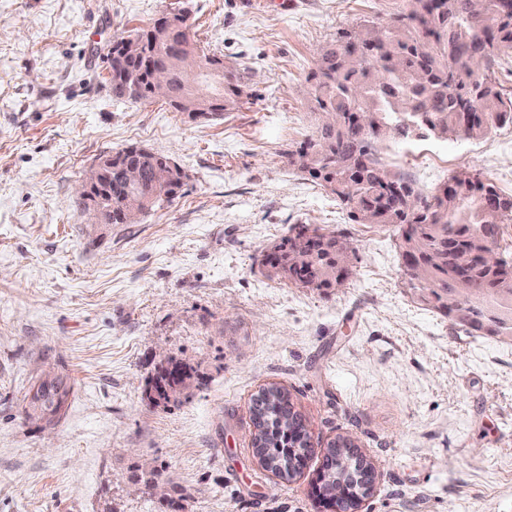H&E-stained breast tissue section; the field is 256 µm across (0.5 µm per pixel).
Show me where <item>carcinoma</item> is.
Instances as JSON below:
<instances>
[{
	"instance_id": "cac0c4a2",
	"label": "carcinoma",
	"mask_w": 512,
	"mask_h": 512,
	"mask_svg": "<svg viewBox=\"0 0 512 512\" xmlns=\"http://www.w3.org/2000/svg\"><path fill=\"white\" fill-rule=\"evenodd\" d=\"M406 0V9L381 23L369 21L343 30L319 54L308 76L310 108L316 131L296 150L291 162L318 179L344 204L357 224H383L399 229L406 253L414 259L411 287L436 298L433 309L445 308L442 293L450 288H493L469 295L477 320L496 318L512 334V260L497 269L485 267L483 252L497 245L500 224L512 220V197L468 171L453 176L429 195L405 174L385 164L378 145L393 138L462 136L479 139L512 122V96L493 78L495 67L512 58V0ZM180 14L165 16L133 35L112 40L107 54L112 96L134 101L159 98L155 72L171 76L176 96L167 104L176 112H206L209 120L224 117L243 93L238 74L224 59L201 50L183 30ZM386 128L369 139L355 114ZM138 179L113 177L112 223L137 224L136 214L149 211L175 192L182 168L169 157L136 145L112 152ZM414 196L410 208L397 194ZM346 236L313 224H297L264 248L268 276L316 290L336 287L348 269L350 255L339 247ZM197 369L170 361L153 378L148 398L168 403L191 386ZM73 393L68 376L47 372L24 395L25 412L49 422ZM272 415L253 411V425L264 454L263 467L275 470L302 450L296 433L309 434L294 411L288 391L265 387ZM326 489L350 484L357 460L329 447L323 461ZM152 489L171 501L184 499L180 486L155 482Z\"/></svg>"
}]
</instances>
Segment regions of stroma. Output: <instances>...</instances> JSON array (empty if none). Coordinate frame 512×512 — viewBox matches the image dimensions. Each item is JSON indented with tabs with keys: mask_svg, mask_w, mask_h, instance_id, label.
<instances>
[{
	"mask_svg": "<svg viewBox=\"0 0 512 512\" xmlns=\"http://www.w3.org/2000/svg\"><path fill=\"white\" fill-rule=\"evenodd\" d=\"M404 0H0V512H167L132 466L180 485L183 512H332L322 447L350 436L374 467L360 512H512V340L474 336L409 288L394 227L289 158L311 136L306 78L339 31ZM188 10L241 76L223 119L113 97V39ZM138 145L183 170L137 224H95L76 187ZM380 155L430 191L461 171L512 195V124L482 139H393ZM297 224L350 239L343 289L269 278L261 249ZM190 360L199 383L156 406L148 382ZM69 375L54 424L31 379ZM288 389L316 448L293 481L257 462L259 388Z\"/></svg>",
	"mask_w": 512,
	"mask_h": 512,
	"instance_id": "stroma-1",
	"label": "stroma"
}]
</instances>
